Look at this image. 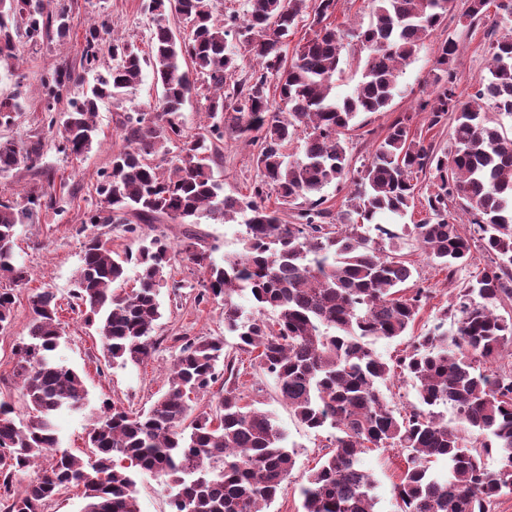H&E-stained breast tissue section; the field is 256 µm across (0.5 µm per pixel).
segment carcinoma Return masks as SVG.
<instances>
[{
	"mask_svg": "<svg viewBox=\"0 0 512 512\" xmlns=\"http://www.w3.org/2000/svg\"><path fill=\"white\" fill-rule=\"evenodd\" d=\"M49 2L0 0V66L17 59L24 41L67 35L68 6L58 3L50 11ZM444 2L372 0L373 20L354 35L362 79L343 98L333 89L343 72L344 35L328 22L337 0H248L242 16L219 12L224 0H148V50L114 37L105 21L93 23L85 30L81 70L61 66L44 81L49 128L58 129L64 150L81 154L96 137L98 103L133 93L144 70H152L161 88L156 112L124 113V145L104 174L100 205L87 215L89 224H123L141 234L140 246L134 255H121L98 236L86 239L73 306L96 326L112 362L143 363L154 347L159 289L167 284L172 248L142 227L164 220L190 226L179 253L204 276L197 301H224V331L241 350L257 352L301 424L336 430L333 448L301 490L302 512H376V482L362 467V455L375 448L407 452L392 489L394 512H490L494 500L512 491V375L481 369L512 347V316L497 313L499 303L512 300V137L487 117L491 111L512 114V33L492 41L488 75L464 103L448 67L459 46L452 38L439 45L433 90L418 110L428 114L430 129L453 115L450 150L425 143L411 132L410 117L400 115L357 170L347 197L348 223L333 224L322 208V190L348 177L346 134L354 119L387 111L401 69L445 19ZM486 5L470 0L463 13L468 25L482 19ZM172 15L191 23L188 33L175 35ZM304 17L310 18V34L289 59L279 44ZM235 38L257 61L240 78L236 53L228 47ZM105 49L113 65L103 69ZM93 72L91 94L58 108ZM272 86L286 110L270 101ZM202 90L209 93L211 124L189 136L179 117ZM227 128L258 146L248 200L224 193L215 176ZM295 139L303 141V152L291 158L284 147ZM42 155L40 139L23 145L0 140V173L21 162L33 168ZM422 175L432 178L426 217L404 226L408 234L450 271L467 264L476 244L496 261L475 272L445 309L454 330L441 321L415 338L401 367L417 403L401 413L381 390L393 368L371 342L406 335L427 295L422 288L403 294L413 270L379 246L398 234L376 219L402 218L415 207ZM271 191L282 205L305 204L296 222L282 223L265 204ZM54 204L46 190L28 196L23 207L0 201V282H8L0 285V324L11 319L15 287L27 279L15 256L17 225ZM455 208L468 215L469 232L450 221ZM241 215L246 231L240 252L212 261L192 226L202 217L229 224ZM367 224L376 237L362 231ZM130 261L139 276L127 290ZM245 291L256 309L249 316L237 302ZM29 308L28 340L16 345L15 355L30 414L18 424L10 404L0 401V512H44L70 488L80 490L82 512H139V474L163 480L171 512H264L276 500L298 452L272 414L242 404L237 388L226 384L215 413L192 416L191 395L210 390L219 363L234 376L223 337L186 341L170 369L168 390L148 411L133 414L102 400L88 433L92 458L85 461L59 451L53 424L55 414L80 411L87 401L79 373L52 357L61 338L56 296L35 293ZM448 404L456 411L454 424L436 412ZM490 455L497 458L494 469L484 462ZM48 456L49 468L15 491L13 477ZM438 461L447 462V472L433 469Z\"/></svg>",
	"mask_w": 512,
	"mask_h": 512,
	"instance_id": "obj_1",
	"label": "carcinoma"
}]
</instances>
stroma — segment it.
<instances>
[{
	"label": "stroma",
	"mask_w": 512,
	"mask_h": 512,
	"mask_svg": "<svg viewBox=\"0 0 512 512\" xmlns=\"http://www.w3.org/2000/svg\"><path fill=\"white\" fill-rule=\"evenodd\" d=\"M71 27L63 40H52L21 47L19 58L11 69L0 68V99L16 97L18 109L10 124L0 125V139L23 143L40 137L43 141L41 166L19 168L0 173V200L23 202L27 195L53 183L56 205L41 210L31 224L17 227L16 255L29 271V280L16 290L13 318L0 325V399L12 404L15 416L27 420L29 413L15 376L17 359L13 348L28 336L31 295L49 290L56 294L61 306L59 319L63 337L55 356L63 364L79 372L88 390L85 410L66 412L57 421L60 449L86 456L87 434L102 400H110L129 411H145L168 388L166 371L172 365L181 344L198 336L224 334V304L218 299L197 302L202 274L196 266L176 255L170 274L173 286L161 289L159 301L162 317L153 339L155 349L142 364L121 367L109 365L104 358L103 343L95 328L84 322L83 315L70 306L76 272L80 266L82 242L98 235L108 239L114 251H136L139 240L125 232L122 225L104 227L85 223L86 212L100 201L98 187L104 171L110 170L112 156L122 145L120 120L122 113L138 109L154 111L160 91L152 74H144L134 96L120 101L101 103L95 121L98 135L88 152L76 156L61 151L58 131L49 130L44 111L41 78L62 65L78 66L83 36L88 25L106 19L119 36L146 46L153 18L144 10L145 0H68ZM468 0H453L445 20L433 30L415 58L398 78V92L388 111L359 115L355 127L347 134V156L351 168H359L363 159L385 136L389 123L402 114L411 115L412 133L423 134L426 142L439 149L451 146L450 126L429 127L426 113L417 110L419 99L427 97L437 66V48L447 38L460 44V52L450 63L457 74V93L469 100L480 78L487 76L491 61L489 23L464 26L461 16ZM497 33L512 28V16L498 14ZM223 160L216 176L225 192L249 197L257 174L256 147L246 145L234 133L224 136ZM397 256L415 270L417 287L426 289L428 299L408 334L393 340L374 342L376 352L386 360L396 359L408 351L414 337L426 333L438 321L459 289L473 272L490 265L493 254L474 248L469 265L455 274L439 270L409 235H402L394 245ZM235 366L239 377L235 383L245 402L273 412L276 424L297 446L298 456L283 492L270 506L269 512H300L299 491L331 439L330 430L314 431L302 425L280 398L274 379L264 372L252 354L236 352ZM363 465L377 483L378 512H393L391 489L405 467L400 449L371 451L363 456Z\"/></svg>",
	"instance_id": "35a3bbf8"
}]
</instances>
